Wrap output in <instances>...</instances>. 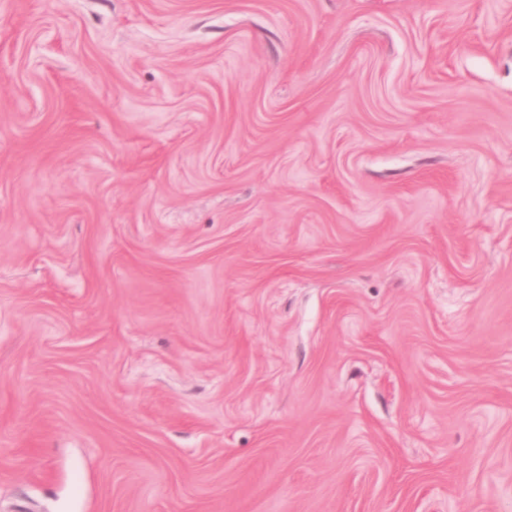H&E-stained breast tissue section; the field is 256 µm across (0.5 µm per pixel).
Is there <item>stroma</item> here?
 <instances>
[{
    "instance_id": "stroma-1",
    "label": "stroma",
    "mask_w": 512,
    "mask_h": 512,
    "mask_svg": "<svg viewBox=\"0 0 512 512\" xmlns=\"http://www.w3.org/2000/svg\"><path fill=\"white\" fill-rule=\"evenodd\" d=\"M0 512H512V0H0Z\"/></svg>"
}]
</instances>
